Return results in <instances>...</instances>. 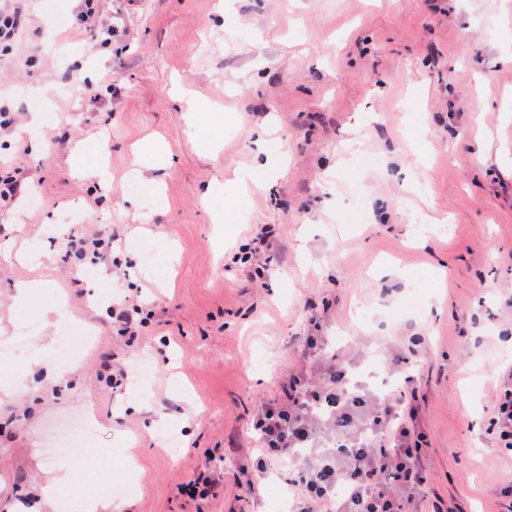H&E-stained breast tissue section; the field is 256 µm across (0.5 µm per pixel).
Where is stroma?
Segmentation results:
<instances>
[{"instance_id": "obj_1", "label": "stroma", "mask_w": 512, "mask_h": 512, "mask_svg": "<svg viewBox=\"0 0 512 512\" xmlns=\"http://www.w3.org/2000/svg\"><path fill=\"white\" fill-rule=\"evenodd\" d=\"M227 8L102 0L116 31L95 56L75 0H30L0 56V107L15 115L0 176L23 186L0 203V341L37 325L0 367V512L29 493L39 512H62L65 495L77 512L92 495L120 512H286L288 463L245 491L259 405L292 374L322 381L333 361L382 394L402 356L428 440L427 493L409 512H506L512 456L486 425L512 369V0ZM184 88L214 132L185 110ZM80 149L105 166L108 192L76 171ZM258 161L280 173L253 198L241 177ZM215 182L236 201L220 224ZM266 226L276 246L256 287L230 264ZM68 233L114 237L126 277L62 261ZM124 295L154 312L131 338L112 327ZM67 323L92 340L63 369ZM308 336L321 339L309 355ZM112 365L129 372L119 392ZM88 413L97 434L75 458L46 456ZM202 472L224 485L203 503L179 491ZM53 479L59 497L42 500Z\"/></svg>"}]
</instances>
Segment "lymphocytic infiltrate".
<instances>
[{
    "mask_svg": "<svg viewBox=\"0 0 512 512\" xmlns=\"http://www.w3.org/2000/svg\"><path fill=\"white\" fill-rule=\"evenodd\" d=\"M415 380L397 374L377 398L349 385L330 366L322 385L291 377L282 397L259 406L253 422L266 456L295 461L291 512H406L425 478V435L417 426ZM324 425L334 445L316 449ZM489 433L497 452L512 454V373L497 389Z\"/></svg>",
    "mask_w": 512,
    "mask_h": 512,
    "instance_id": "f902f5d3",
    "label": "lymphocytic infiltrate"
}]
</instances>
